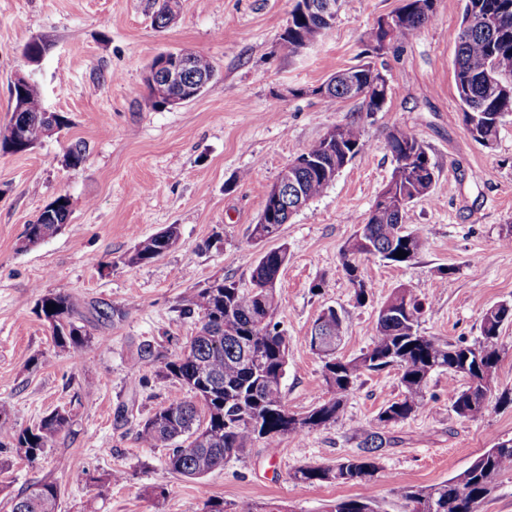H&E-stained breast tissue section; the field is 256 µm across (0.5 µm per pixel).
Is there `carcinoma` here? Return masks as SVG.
I'll return each instance as SVG.
<instances>
[{"label":"carcinoma","mask_w":512,"mask_h":512,"mask_svg":"<svg viewBox=\"0 0 512 512\" xmlns=\"http://www.w3.org/2000/svg\"><path fill=\"white\" fill-rule=\"evenodd\" d=\"M461 26L456 39L454 79L462 106L463 120L472 137L490 147L499 129L512 117V0H464ZM435 0H402L388 14L389 27L376 22L367 37L364 55L381 54L385 46L402 44L431 22ZM333 24L309 12L308 0H295L288 29L282 40L296 52L307 42L328 37ZM214 75V65L205 55L194 56V73L187 82ZM364 88L360 98L365 111L379 112L386 103L385 75L372 62L336 72L327 86L313 93L327 103L355 99L351 85ZM15 107L22 109L17 119L20 142L0 140V148L24 153L43 139L69 125L63 112L47 113L37 85L15 92ZM394 161L385 188L393 191L391 203L376 201L367 217L356 220L357 230L341 251L343 269L354 295L361 304L366 298L359 260L375 255L397 264L413 261L424 249L425 239L417 230H401L406 209L414 200L428 195L435 183V165L424 144L414 135L395 129L387 141ZM369 142L362 126L353 120L336 125V137H323L297 154L295 181L309 200L321 196L334 182L333 174L344 169L355 156L366 151ZM53 204V221H36L27 227L25 238L36 243L56 235L70 215V201L58 196ZM285 212L267 210V223L253 227L248 244L258 243L269 227L281 226ZM180 240L179 227L168 225L160 233L135 245L124 257L128 265L151 261ZM407 256L397 258L398 251ZM288 263V247L282 245L260 255L251 273V285L241 288L225 277L181 298V315L198 316L200 328L191 345L167 359L159 373L175 380L193 394V399H175L158 407L139 424L138 437L147 448H168L169 470L188 479L199 480L224 466V461L249 449L256 439L273 445L280 437H302L314 429L333 423L343 410L348 395L366 372L388 368L397 370L401 397L387 404L378 420L386 425L402 422L425 405L424 390L430 377L446 372L466 381L450 398L454 412L463 418H479L489 411L488 396L501 359L500 329L512 322V304L500 307L490 317L483 313L481 340L473 345L452 344L436 336L419 333L424 303L412 290L400 286L380 307L370 347L351 359L333 356L323 364L329 397L312 410L297 414L288 410L283 378L288 364V337L273 323L278 308L277 281ZM55 305L54 311L46 305ZM37 314L52 330L55 343L78 353L89 341L81 325L80 301L64 292L40 298ZM315 338L340 344L344 318L329 306L318 316ZM71 422L70 412L55 409L33 428L18 429L7 419L0 403V437L8 440L17 456L34 461L49 442ZM358 453L334 465H309L295 469L296 483L355 484L368 481L379 470L380 452L389 444L381 431L354 430ZM512 471V438L501 440L479 455L463 472L440 483L418 487L406 493L407 512H477L491 493L494 481ZM58 491L50 483H37L12 499L11 512H56ZM327 512H377L375 505L359 498L340 499Z\"/></svg>","instance_id":"1"}]
</instances>
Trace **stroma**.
<instances>
[{
	"instance_id": "1",
	"label": "stroma",
	"mask_w": 512,
	"mask_h": 512,
	"mask_svg": "<svg viewBox=\"0 0 512 512\" xmlns=\"http://www.w3.org/2000/svg\"><path fill=\"white\" fill-rule=\"evenodd\" d=\"M401 0H343L331 37L292 52L281 36L294 0H180L171 26L153 24V0H0V127L11 117L9 86L21 51L41 41L36 68L45 106L71 124L24 153L0 150V403L19 429L57 408L72 420L33 462L0 446V512L32 484L59 491L58 512H202L206 497L224 512L264 503L286 512H326L342 498H367L381 512H406L405 494L465 470L498 440L512 438V406L469 419L451 407L464 381L431 376L426 407L380 426L378 415L402 388L396 370L365 374L335 423L276 448L254 441L200 480L167 466V449L142 447L139 423L155 408L187 398L163 378L158 362L139 363L152 342L180 353L199 328L180 313L182 296L230 276L250 284L264 251L287 245L288 263L274 315L289 342L283 392L304 413L328 396L323 362L309 340L315 319L332 306L344 316L338 354L367 350L377 311L395 288L425 304L420 332L474 344L485 307L512 303V119L487 148L467 131L453 60L462 0H435V16L382 62L389 82L383 109L359 102L326 106L315 88L364 63L362 40ZM168 50L209 56L216 74L194 100L152 107L145 83L151 60ZM358 121L370 148L288 224L277 239L249 244L266 194L283 167L331 127ZM401 128L426 146L436 167L429 195L405 214L425 249L408 264L370 256L360 261L368 299L356 304L341 250L368 216L394 162L387 136ZM82 143L84 160L66 154ZM70 200L61 231L30 248L27 224L56 197ZM175 224L179 244L136 266L125 255L142 239ZM65 292L81 300L90 340L78 356L61 350L38 317L39 299ZM108 307L110 318L95 310ZM383 428L391 444L367 482L301 484L299 466L333 465L355 455L353 428ZM76 472L87 481H73ZM163 497H155L157 489Z\"/></svg>"
}]
</instances>
